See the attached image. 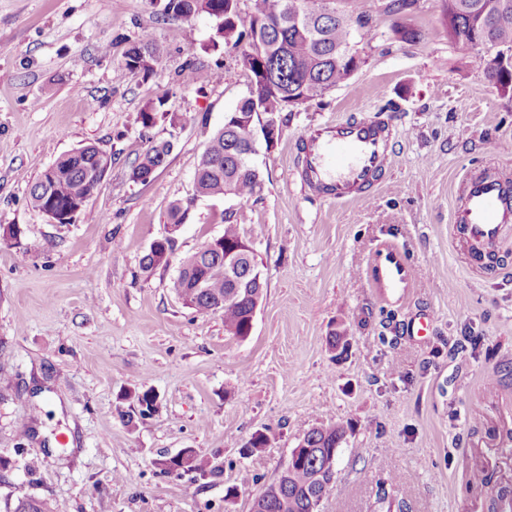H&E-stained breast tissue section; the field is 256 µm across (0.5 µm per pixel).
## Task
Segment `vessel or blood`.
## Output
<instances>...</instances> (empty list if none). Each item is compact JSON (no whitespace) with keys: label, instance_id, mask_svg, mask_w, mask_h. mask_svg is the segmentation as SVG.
Segmentation results:
<instances>
[{"label":"vessel or blood","instance_id":"vessel-or-blood-1","mask_svg":"<svg viewBox=\"0 0 512 512\" xmlns=\"http://www.w3.org/2000/svg\"><path fill=\"white\" fill-rule=\"evenodd\" d=\"M392 141V123L383 116L320 122L302 134L294 172L301 185L319 198L366 201L389 167ZM452 222L464 229L465 245L483 254L512 227V177L468 178Z\"/></svg>","mask_w":512,"mask_h":512}]
</instances>
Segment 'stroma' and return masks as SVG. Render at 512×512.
<instances>
[{"label":"stroma","instance_id":"stroma-1","mask_svg":"<svg viewBox=\"0 0 512 512\" xmlns=\"http://www.w3.org/2000/svg\"><path fill=\"white\" fill-rule=\"evenodd\" d=\"M358 0L373 32L346 83L291 112L262 181L242 201L195 194L197 158L251 88L213 22L185 23L166 0H0V224L40 241L0 240V512L32 495L52 512H251L311 428L353 431L320 512H381L393 478L412 512H501L512 500V230L499 263L472 268L449 225L464 178L512 172V96L448 39L441 0L404 13ZM421 31L402 42L393 29ZM150 34L162 54L149 80H115L129 44ZM222 79L201 83V72ZM165 98L179 127L149 129L140 110ZM389 115V176L370 201L304 192L294 147L313 124ZM173 141L148 182L130 180L150 142ZM95 143L112 167L89 199L94 221L56 224L29 189L63 153ZM193 199L169 266L140 260L176 200ZM236 212L266 282L250 336L224 316L183 307L179 261L224 232ZM397 256L404 279L376 271ZM346 328L335 357L326 338ZM157 394L128 426L116 400ZM32 432L18 434L20 423ZM266 448L243 456L252 433ZM197 449L219 476L165 475L158 459Z\"/></svg>","mask_w":512,"mask_h":512}]
</instances>
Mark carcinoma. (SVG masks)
<instances>
[{"label":"carcinoma","mask_w":512,"mask_h":512,"mask_svg":"<svg viewBox=\"0 0 512 512\" xmlns=\"http://www.w3.org/2000/svg\"><path fill=\"white\" fill-rule=\"evenodd\" d=\"M316 11L309 15L306 0H251L248 10L238 8V0H167L166 12L174 19L186 23L206 15L216 24V33L239 51L241 65L258 81L261 64L246 50L254 43L255 36L264 39L263 57L272 85L263 93L251 94L241 99L236 108L225 114L223 132H214L208 138L195 171L198 195L220 198L233 195L241 200L250 198L259 187L260 176L252 171L248 149L255 140L260 119L276 130L275 140H280L287 113L292 109L323 97L328 91L348 81L353 75L352 53L363 39H371V29L364 15L353 9L335 10V16L326 15L328 6L336 0H315ZM443 19L448 26V39L461 53L473 58L489 82L503 94H512V0H442ZM160 59V50L144 36L129 45L124 61L116 70L119 81L132 75L130 61H139V76L150 79ZM162 97L147 101L140 120L146 129L153 127L160 118L176 117L165 109ZM172 145L157 149L153 142L143 153L138 165V180L147 181L150 172L157 171L165 160L160 155H170ZM112 165V156L95 144H86L59 156L50 169L30 187V203L42 209L52 198L59 203L74 204L87 200L94 189L91 177L100 162ZM193 200L171 205L167 220L182 224ZM23 231L15 224H0V238L24 244L28 251H37V241L22 242ZM224 246L215 249L211 241L204 242L195 252L182 258L173 284L181 285L187 292L184 307L198 314L217 310L224 315V330L228 335L247 338L248 318L253 298L236 292L224 275L226 250L246 243L243 225L235 215L224 214ZM169 265L165 251L157 249L141 259V270L152 273ZM204 278L202 287L189 289L187 285L196 274ZM352 337L347 330L337 329L327 336L330 350L346 352ZM152 393L129 391L122 396L128 403L119 416L127 424L145 418L150 409ZM349 428L340 424H322L306 434L310 448H341ZM320 466L312 452H302L293 463L286 484L269 485L253 505L260 509L252 512H311V496L319 485ZM11 512H51L48 504L35 496L17 499Z\"/></svg>","instance_id":"carcinoma-1"}]
</instances>
